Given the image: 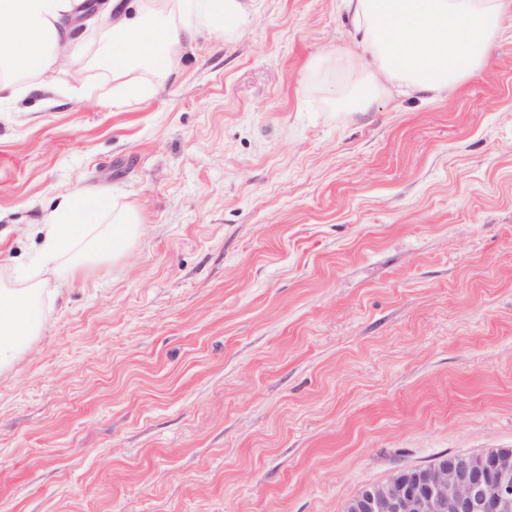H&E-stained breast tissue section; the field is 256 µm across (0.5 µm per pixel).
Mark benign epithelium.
<instances>
[{"instance_id":"1","label":"benign epithelium","mask_w":512,"mask_h":512,"mask_svg":"<svg viewBox=\"0 0 512 512\" xmlns=\"http://www.w3.org/2000/svg\"><path fill=\"white\" fill-rule=\"evenodd\" d=\"M345 512H512V448L401 470L364 486Z\"/></svg>"}]
</instances>
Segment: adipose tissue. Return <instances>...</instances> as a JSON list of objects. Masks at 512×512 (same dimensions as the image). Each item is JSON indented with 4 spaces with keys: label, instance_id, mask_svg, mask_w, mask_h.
<instances>
[{
    "label": "adipose tissue",
    "instance_id": "ef3b65f1",
    "mask_svg": "<svg viewBox=\"0 0 512 512\" xmlns=\"http://www.w3.org/2000/svg\"><path fill=\"white\" fill-rule=\"evenodd\" d=\"M357 49L336 83L334 105L368 111L379 96H441L490 58L512 0H343ZM248 0H0V100L18 81L60 65H103L112 102L153 93L135 76L146 68L166 80L181 50L202 34L221 35L249 22ZM142 219L133 208H107L96 198L63 196L37 227L38 260L0 283V373L27 354L43 328L45 297H58L88 260L125 254Z\"/></svg>",
    "mask_w": 512,
    "mask_h": 512
}]
</instances>
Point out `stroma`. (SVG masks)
<instances>
[{"instance_id":"stroma-1","label":"stroma","mask_w":512,"mask_h":512,"mask_svg":"<svg viewBox=\"0 0 512 512\" xmlns=\"http://www.w3.org/2000/svg\"><path fill=\"white\" fill-rule=\"evenodd\" d=\"M254 9L150 98L0 102V277L64 194L142 218L0 376V512H344L512 448V20L452 92L341 112V0Z\"/></svg>"}]
</instances>
